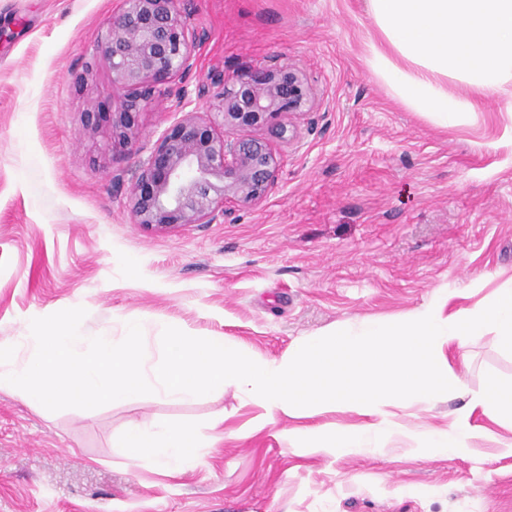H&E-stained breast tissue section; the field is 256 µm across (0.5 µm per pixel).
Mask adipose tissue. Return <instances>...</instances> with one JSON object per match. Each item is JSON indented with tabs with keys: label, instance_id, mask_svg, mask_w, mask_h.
I'll list each match as a JSON object with an SVG mask.
<instances>
[{
	"label": "adipose tissue",
	"instance_id": "ef3b65f1",
	"mask_svg": "<svg viewBox=\"0 0 512 512\" xmlns=\"http://www.w3.org/2000/svg\"><path fill=\"white\" fill-rule=\"evenodd\" d=\"M380 40L371 64L405 104L441 126L473 104L448 91L465 85L484 99L512 89V0H368ZM117 447L146 453L169 475L198 466L203 444L187 425L132 423Z\"/></svg>",
	"mask_w": 512,
	"mask_h": 512
}]
</instances>
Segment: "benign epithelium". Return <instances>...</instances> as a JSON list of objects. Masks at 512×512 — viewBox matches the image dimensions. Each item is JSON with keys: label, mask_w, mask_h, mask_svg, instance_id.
<instances>
[{"label": "benign epithelium", "mask_w": 512, "mask_h": 512, "mask_svg": "<svg viewBox=\"0 0 512 512\" xmlns=\"http://www.w3.org/2000/svg\"><path fill=\"white\" fill-rule=\"evenodd\" d=\"M97 50L123 92L120 110L106 118L86 113V127L109 146L126 150L143 138L137 110L160 105L177 114L139 160L129 197L133 222L179 228L214 224L240 204L263 201L276 184L280 155L259 131L292 144L304 116L316 111V93L302 71L276 58L229 82L212 74L198 82L192 106L184 86L196 70L206 34L177 0H118Z\"/></svg>", "instance_id": "obj_1"}]
</instances>
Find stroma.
<instances>
[{
    "instance_id": "obj_1",
    "label": "stroma",
    "mask_w": 512,
    "mask_h": 512,
    "mask_svg": "<svg viewBox=\"0 0 512 512\" xmlns=\"http://www.w3.org/2000/svg\"><path fill=\"white\" fill-rule=\"evenodd\" d=\"M116 0H0V340L83 307L88 334L174 326L278 359L301 337L392 320L445 300L473 306L512 283V99L449 83L475 110L435 125L370 65L366 0H179L206 40L187 90L268 57L302 70L317 112L278 144L276 185L215 224L148 230L129 189L139 157L85 129L120 93L96 53ZM467 383L512 379L486 334ZM463 395L399 409L446 429ZM234 388L193 402L137 396L58 412L0 387V512H512V428L464 454L421 455L405 436L363 453L305 454L280 418L262 426ZM195 427L202 465L172 477L113 441L130 423Z\"/></svg>"
}]
</instances>
